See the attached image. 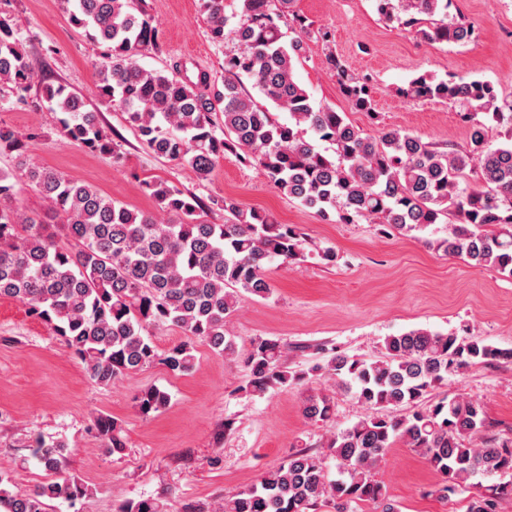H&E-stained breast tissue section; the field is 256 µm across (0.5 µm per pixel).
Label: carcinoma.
<instances>
[{
  "mask_svg": "<svg viewBox=\"0 0 512 512\" xmlns=\"http://www.w3.org/2000/svg\"><path fill=\"white\" fill-rule=\"evenodd\" d=\"M70 24L102 50L96 62V93L121 111L126 122L159 158L188 168L198 182L212 179L220 159L231 154L262 169L272 186L316 209L326 221L356 224L375 220L388 235L440 224L453 214L447 236L434 242L446 256L512 276V143L487 146L484 113L512 131V100L498 99L493 84L423 74L399 93L410 99H439L457 105L469 125L468 147L452 151L401 129L369 136L347 122L344 112L314 107L295 80V65L306 53L304 38L325 46L324 63L336 76L350 109L375 116L370 81L355 75L332 48L331 34L291 10L294 0H237L228 16L224 0H200L212 42L234 35L239 48L224 55V83L205 71L193 77L178 67L146 70L145 52H160L158 23L146 0H61ZM382 19L398 21L426 43L465 44L474 27L448 17L452 0H375ZM296 33L284 41L282 27ZM14 16L0 10V101L28 104L40 82V101L57 118L61 135L93 152L124 158L121 145L84 110L81 97L61 83L38 80ZM290 119L280 122L244 89L241 76ZM311 130L329 143L326 155L304 137ZM32 135L0 121V154L15 166L0 168V299L20 302L26 312L59 337L82 365L89 380L107 387L120 376L162 365L173 376L192 370L196 343L226 357L237 354L229 320L244 297L266 299L272 285L265 265L293 263L303 243L289 224L266 212L221 199L224 223L202 219L198 199L161 179L144 182L155 209L138 212L103 195L95 186L35 164L28 155ZM472 162L482 185L463 186L460 177ZM26 185L45 201L33 215L20 205ZM175 326L184 339L159 351L152 329ZM384 354L359 360L337 354L316 366L337 388L367 409L352 426L334 433L327 454L300 450L268 470L251 488L219 496L207 511L314 512L331 502L336 512H358L364 502L380 512H399L374 471L388 451L403 444L418 453L438 476L430 494L441 498L470 486V480L512 476V444L472 438L485 425L483 405L446 395L423 410L430 390L448 373L475 364L512 362V349H500L457 333L412 329L390 335ZM284 351L272 339L256 337L246 357L250 369L244 391L262 394L297 384L306 375L291 373ZM170 401L165 390L149 385L134 397L148 416ZM411 407L409 413L401 412ZM333 411L327 394L309 396L303 415L327 421ZM91 429L108 453L127 448L122 423L97 415ZM66 444L35 439L32 458L53 478L29 492L11 490L0 474V512H48V503L71 505L92 496L95 487L74 475L60 476ZM336 460L330 478L326 457ZM471 498L466 512H504L512 504V479ZM118 512H169L168 502L146 497L121 503Z\"/></svg>",
  "mask_w": 512,
  "mask_h": 512,
  "instance_id": "carcinoma-1",
  "label": "carcinoma"
}]
</instances>
